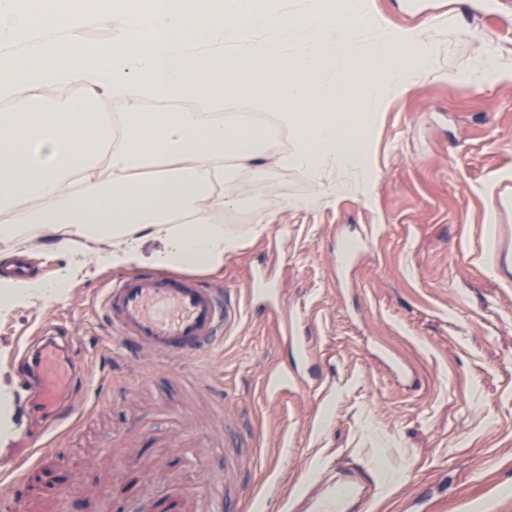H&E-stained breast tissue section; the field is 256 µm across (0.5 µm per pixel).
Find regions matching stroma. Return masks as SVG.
<instances>
[{
  "mask_svg": "<svg viewBox=\"0 0 512 512\" xmlns=\"http://www.w3.org/2000/svg\"><path fill=\"white\" fill-rule=\"evenodd\" d=\"M378 24L359 41L418 29L435 76L387 95L368 143L370 184L329 163H283L292 150L276 128L264 170L237 168L235 209L264 197L250 223L228 224L238 244L221 268L189 267L240 309L222 344L174 361L129 362L101 313L116 268L76 274L60 296L0 300V394L13 426L0 430L12 471L35 462L50 435L17 377L26 340L56 330L90 378L87 407L71 419L67 455L55 464L68 487L110 486L131 436L143 475L158 450L142 429L160 409L209 430L222 450L190 448L191 488L232 479L239 512L266 497L265 512H305L339 471L374 479L357 512H512V0H363ZM494 45L499 78L474 87L449 81ZM345 192H337V184ZM90 243L18 249L35 277L54 283L85 262ZM266 274L276 311L250 302ZM294 322V340L281 317ZM308 342L309 356L298 345ZM302 384L275 397L271 371ZM234 470H226L225 460Z\"/></svg>",
  "mask_w": 512,
  "mask_h": 512,
  "instance_id": "stroma-1",
  "label": "stroma"
}]
</instances>
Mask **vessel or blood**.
<instances>
[{
    "label": "vessel or blood",
    "instance_id": "vessel-or-blood-1",
    "mask_svg": "<svg viewBox=\"0 0 512 512\" xmlns=\"http://www.w3.org/2000/svg\"><path fill=\"white\" fill-rule=\"evenodd\" d=\"M102 307L118 342L133 357L146 353L174 359L198 354L222 339L237 317V309L225 301L223 289L209 287L193 275L170 273L118 277L106 288ZM71 355L68 343L41 335L25 346L18 362L20 384L29 403L40 407L43 429L62 427L72 417L61 408L71 383L63 369ZM30 477L26 470L0 486V502L23 506ZM356 493L354 483H338L316 502L313 512H344ZM142 497L147 512H231L235 503L228 485L193 491L164 466Z\"/></svg>",
    "mask_w": 512,
    "mask_h": 512
}]
</instances>
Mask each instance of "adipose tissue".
Returning <instances> with one entry per match:
<instances>
[{
    "mask_svg": "<svg viewBox=\"0 0 512 512\" xmlns=\"http://www.w3.org/2000/svg\"><path fill=\"white\" fill-rule=\"evenodd\" d=\"M117 16L119 47L42 36ZM370 22L357 13L331 24L316 6L288 23L268 0H0V43L27 45L0 55V245L18 246L29 226L49 246L101 244L114 267H220L236 241L205 210L233 204L218 190L224 162L252 163L267 131L209 112H147L143 97L259 102L289 131L290 163L334 160L365 175L386 88L431 74L416 31L359 44ZM73 86L124 96L119 143L109 115L73 119L71 103L44 96ZM149 240L158 247L147 255Z\"/></svg>",
    "mask_w": 512,
    "mask_h": 512,
    "instance_id": "obj_1",
    "label": "adipose tissue"
}]
</instances>
